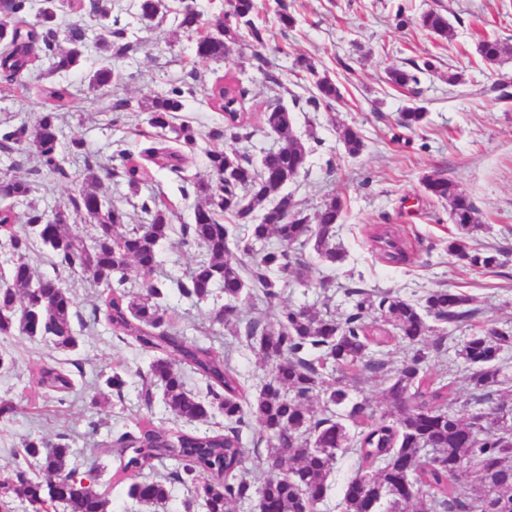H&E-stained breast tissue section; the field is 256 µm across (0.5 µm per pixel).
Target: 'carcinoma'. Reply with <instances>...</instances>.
<instances>
[{
    "mask_svg": "<svg viewBox=\"0 0 512 512\" xmlns=\"http://www.w3.org/2000/svg\"><path fill=\"white\" fill-rule=\"evenodd\" d=\"M230 8L220 23L222 33L210 31L211 20L191 11L174 12L176 27L195 36V56L222 61L229 45L243 32L257 42L260 29L252 15L254 0H229ZM139 15L153 19L169 12L164 0H138ZM121 8L112 0H91L90 12L101 20L112 19V40L98 37L96 48L113 52L116 58L132 50L128 28L112 17ZM59 0H44L38 20L26 19L29 0H0V41L9 49L0 53V76L7 81L30 69L41 45V56L49 61L45 76L50 82L38 94L51 111L40 115L33 127L0 130V149L12 151L32 140L38 157L37 175L65 177L60 164L55 111L67 106L69 84L52 76L68 73L80 61L87 44L81 20L58 22ZM421 26L430 33L448 35L447 17L430 11L421 16ZM68 44L62 48L59 41ZM484 62L495 65L512 53L508 44L492 38L478 47ZM433 67L426 60L415 70L393 69L392 83L417 85L419 73ZM118 79L111 63L96 69L90 78L94 88L105 89ZM317 93L308 104L317 110L329 108L340 98V90L326 77L317 78ZM195 87L187 82L156 96L141 109L149 113L148 125L164 130L170 117L184 107ZM245 93L232 81L211 88L208 105L224 118V134L250 142L263 130L283 135L282 148L268 153L255 167L247 153L208 152L209 174L195 182L200 197L192 223L186 225L184 245L202 252L183 278L157 274L159 248L172 230L173 212L152 196L142 201L144 223H127V214L112 206L100 187V164L83 156L84 182L70 204L58 214L47 213L31 202L24 216V231L17 228L13 206L0 207V244L11 248L15 260L8 276H0V335L19 334L50 343L56 349L73 351L80 346L74 319L79 317L65 279H37L27 260L29 252L43 245L50 249L58 269L80 271L99 288V303L93 321L105 322L111 335L128 346L152 355L141 380L138 397L150 404L152 388L180 425L166 427L150 419H139L132 431L107 442L119 462L117 474L130 480L127 495L148 512H157L171 496V485L195 489L206 512H231V505L259 496L260 512H317L330 491L328 475L338 453H350L357 468L345 484L341 512H369L370 505L387 502L386 512H496L499 503L512 512V408L504 395L512 392V376L504 372L502 355L512 346V334L487 324L467 337L457 357L471 369L466 400L467 415L452 405L455 389L427 372L429 358L440 344L427 343L431 327L426 318L450 326L466 324L474 317L470 299L451 289H436L420 300H410L386 291L371 293L348 287L350 309L338 317L328 303L280 307L278 301L288 283L301 281L308 267L307 246L330 264L341 262L346 253L336 244L343 201L332 196L310 217L283 203L290 198L283 189L306 167L312 149L291 135V112L282 105H269L253 124L243 112ZM426 113L410 107L400 115V126H419ZM174 145L146 130L137 135L148 141L138 153L122 148L114 151L121 161V177L137 195L152 179L148 162L163 161L173 173L184 170L194 155L199 133L190 125L172 129ZM347 154L357 156L364 148L359 131L346 126L340 135ZM427 193L448 202L455 233L448 252L476 268L503 265V252L473 247L476 207L448 179L434 174L424 180ZM32 184L13 177L4 181L3 201L27 198ZM83 214L94 226L84 239L76 230L73 215ZM387 263L401 265L410 260L404 241L392 227L382 225L369 237ZM249 258L243 267L229 258L230 247ZM148 280L144 291L133 289L130 275ZM179 294L196 302L224 300V324L229 333L246 342L269 366L268 377L253 393L246 390L242 375L212 343H202L185 329L167 320L168 283ZM263 303L274 322L264 325L247 318L241 304ZM403 343L409 356L396 370L375 357L374 349ZM187 368L205 383L200 395L187 388L182 369ZM369 374L385 376V400L402 409L396 421L377 415L369 401L353 399V392ZM37 384L48 393L70 395L78 391L76 374L60 363L41 367ZM129 385L127 373L114 370L105 389L92 398L122 395ZM323 400L321 415L310 402ZM224 417V425L214 422ZM258 426L259 442L266 444L265 461L277 466L261 486H255L246 467L243 429ZM74 437L57 435L50 443L28 438L15 468L0 473V497H15L27 504L26 512H111L110 500L99 490L98 460L86 468L71 463ZM175 462L170 476L152 475L155 464ZM473 483L476 493L462 497L461 482Z\"/></svg>",
    "mask_w": 512,
    "mask_h": 512,
    "instance_id": "cac0c4a2",
    "label": "carcinoma"
}]
</instances>
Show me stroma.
<instances>
[{"mask_svg":"<svg viewBox=\"0 0 512 512\" xmlns=\"http://www.w3.org/2000/svg\"><path fill=\"white\" fill-rule=\"evenodd\" d=\"M134 2L121 0L120 19L132 33L133 49L116 62L120 82L106 93L90 89L88 74L104 61L91 47L82 66L67 73L72 98L68 108L57 111L55 123L64 166L72 178L34 182L31 201L50 211L75 196L83 180V163L68 147L72 137L81 138L86 150L109 170L116 165L112 152L117 142L134 152L139 149L133 131L147 126L140 103L191 79L196 94L171 123H188L200 132L194 166L181 177L153 170L152 182L136 197L118 178H103L107 197L126 212L128 223H140V200L153 192L171 204L174 225L190 223L198 202L193 182L208 172L207 151L245 149L257 160L281 142L273 132L259 134L249 144L225 137L224 120L208 107L206 94L217 80L232 79L246 92V112L284 105L293 116V135L315 140L305 173L287 187L298 209L314 214L335 194L345 203L337 236L347 254L345 261L311 262L308 285L290 284L282 296L284 305L298 307L327 295L337 314H344L350 302L341 287L352 282L412 300L436 288H449L470 297L476 311L472 326L490 320L512 330V262L487 271L450 255L448 239L454 226L448 205L428 195L423 185L426 176L443 173L476 204L480 229L475 246H512V98H501L499 92L501 84H512V55L490 67L477 51L484 38L512 45V0H255L254 20L262 42L242 38L221 62L196 58L192 39L171 21H141ZM429 10L447 17V37L430 35L420 27V16ZM284 14L292 17L291 26L281 24ZM301 57L315 65V73L298 67ZM428 58L434 59L435 68L420 74L419 85L390 83L391 69L408 70ZM44 68L39 60L33 72L11 83L0 82V127L34 124L45 112L33 80L34 72ZM270 72L276 82L267 80ZM452 73L461 74L460 84L449 85ZM319 76L331 79L341 92L332 109L315 110L306 104L316 92ZM118 100L128 101V109L113 111ZM412 105L424 107L427 117L420 127L407 130L399 126V114ZM347 126L356 128L364 142L355 157L346 153L340 139ZM381 224L390 225L410 245V262L392 266L378 260L367 237ZM322 280L328 282V291L318 289ZM66 283L87 322L76 352L18 335L0 340L12 357L0 368V399L22 406L11 420H0V472L12 470L13 454L26 438L51 441L67 431L79 437L76 462L95 457L107 465L102 483L112 489V512H141L127 497L125 483L113 480L116 462L106 444L113 433L132 430L139 419L168 423L172 417L161 401L144 406L131 389L123 398L92 403L99 375L118 367L132 373L147 371L150 357L93 322L98 290L85 275L73 273ZM171 304L179 323L214 332L215 347L228 355L246 387L261 381L264 364L244 340L221 334L213 303H195L175 294ZM472 326L451 330L435 324L434 333L443 345L428 364L432 374L447 375L455 344L470 334ZM70 359L77 360L83 371L82 389L59 402L36 385L33 374L41 366Z\"/></svg>","mask_w":512,"mask_h":512,"instance_id":"stroma-1","label":"stroma"}]
</instances>
